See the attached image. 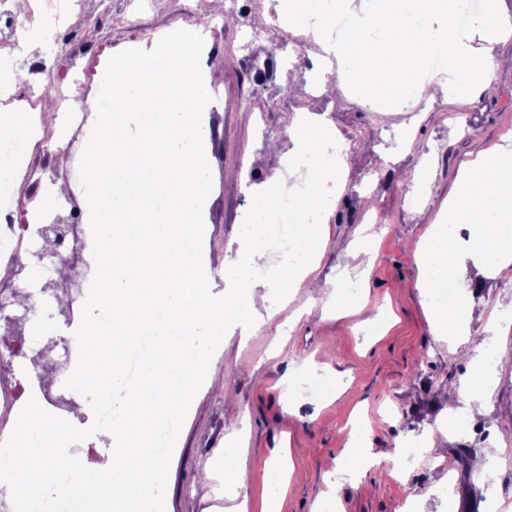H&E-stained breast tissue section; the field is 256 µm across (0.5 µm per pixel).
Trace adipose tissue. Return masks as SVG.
Wrapping results in <instances>:
<instances>
[{
	"instance_id": "adipose-tissue-1",
	"label": "adipose tissue",
	"mask_w": 512,
	"mask_h": 512,
	"mask_svg": "<svg viewBox=\"0 0 512 512\" xmlns=\"http://www.w3.org/2000/svg\"><path fill=\"white\" fill-rule=\"evenodd\" d=\"M335 2V13L346 12L347 0ZM407 5V11L400 15L377 6L357 14L361 27L374 34L362 52L333 37L335 13L322 12L320 0H293L291 10L298 27L326 56L350 63L361 98L395 104L422 61L436 48L445 59L443 75L449 92H458L460 66L473 56L478 64L470 74L472 91L491 90L494 54L512 39V16L489 11L478 21L481 39L476 42L469 29L454 22L467 10L468 0H407ZM440 16L444 24L434 26V19Z\"/></svg>"
}]
</instances>
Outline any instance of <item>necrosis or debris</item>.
<instances>
[{"mask_svg": "<svg viewBox=\"0 0 512 512\" xmlns=\"http://www.w3.org/2000/svg\"><path fill=\"white\" fill-rule=\"evenodd\" d=\"M0 15L10 22L11 31L0 39V72L13 71L19 46L17 31L26 28L44 39L54 40L62 30L73 27L74 0H35L25 22H18L11 0H0ZM86 97L80 73H73L65 93L56 100L53 119H46L39 100L32 95L14 92L11 81L0 82V105L29 113L30 120L21 134L0 137V266L13 278L0 283V312L14 313L23 325L21 340L10 332L0 333V360L12 372L31 378L30 392L48 388L58 401H73L75 393L64 382L73 364L74 351L69 343L47 340V328L31 329L32 320L40 312L54 308L59 291L76 293L89 284L88 266L83 260L87 249L88 227L83 222L79 199L69 196L52 198L48 186L28 181L29 195L50 201L55 211L52 223L21 224L17 221L15 183L26 174L27 161L35 151L52 138L69 139L72 134L89 136L85 120L77 105ZM34 259L31 277L20 272V256ZM26 279L34 301L23 305L18 301V279Z\"/></svg>", "mask_w": 512, "mask_h": 512, "instance_id": "4bbe7bcc", "label": "necrosis or debris"}]
</instances>
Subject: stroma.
Wrapping results in <instances>:
<instances>
[{"mask_svg":"<svg viewBox=\"0 0 512 512\" xmlns=\"http://www.w3.org/2000/svg\"><path fill=\"white\" fill-rule=\"evenodd\" d=\"M129 12L124 27L108 11ZM219 15L221 29L203 74L219 75L216 103L204 117L215 130L208 164L212 188L203 206V250L213 271V293L225 291L223 263L237 257L247 205L236 176L251 186L303 185L285 166L288 127L305 110L328 113L334 132L350 146L349 161L332 194L329 240L311 274L276 303L272 322L253 335L230 328L212 367L225 390L201 387L189 408L170 462L165 512H233L240 495L225 482L224 454L239 451L249 470L247 495L259 512L275 493L269 462L289 449L292 465L281 512H492L512 489V472L492 468L476 484L458 464L460 448L473 459L512 436V267L482 275L459 272L466 297L467 353L437 335L417 262L418 242L437 224L439 207L457 191L462 162L512 145V43L499 47L493 95L455 106L439 75L422 79L421 102L381 112L348 94L337 77L320 80L321 51L289 21V0H84L81 16L96 35L88 57L127 48L154 49L177 29ZM260 30L259 38L247 32ZM250 56L272 58L267 81L254 83ZM81 146L47 141L31 159L36 178L68 179L78 172ZM419 202L406 207V192ZM351 285L349 310L333 294ZM497 345L486 366L481 350ZM492 373L490 396L470 405L451 399L466 382ZM327 381L324 394L300 388V379ZM400 406L391 416L392 406ZM417 431L431 454L408 456ZM372 450L360 460L358 446ZM207 482H199L201 472Z\"/></svg>","mask_w":512,"mask_h":512,"instance_id":"35a3bbf8","label":"stroma"}]
</instances>
